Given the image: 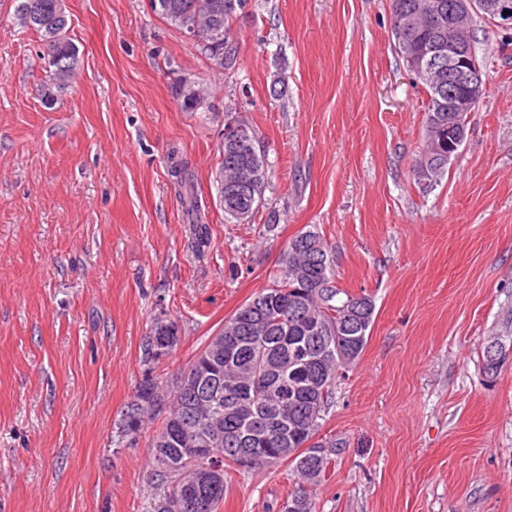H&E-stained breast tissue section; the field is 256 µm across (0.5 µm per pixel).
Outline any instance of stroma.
<instances>
[{
  "label": "stroma",
  "mask_w": 512,
  "mask_h": 512,
  "mask_svg": "<svg viewBox=\"0 0 512 512\" xmlns=\"http://www.w3.org/2000/svg\"><path fill=\"white\" fill-rule=\"evenodd\" d=\"M13 10L0 0V512H154L162 422L119 441L127 403L145 374L186 368L308 225L339 286L375 305L320 430L346 448L318 512H512V358L493 376L481 358L512 308V28L477 21L487 91L423 192L426 95L389 41L390 0H250L229 70L149 0H66L81 68L51 108ZM181 76L212 88L211 111H181ZM228 99L270 170L232 223L213 184ZM174 158L205 204L202 248ZM159 316L179 340L147 367ZM294 488L284 462L234 472L218 512H279ZM170 176L175 180L179 188V197L185 206V212L188 216L195 214L198 210V197L195 191V185L192 179L188 163L183 160L176 161L170 167Z\"/></svg>",
  "instance_id": "35a3bbf8"
}]
</instances>
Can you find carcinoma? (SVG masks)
<instances>
[{
  "label": "carcinoma",
  "instance_id": "carcinoma-1",
  "mask_svg": "<svg viewBox=\"0 0 512 512\" xmlns=\"http://www.w3.org/2000/svg\"><path fill=\"white\" fill-rule=\"evenodd\" d=\"M28 0H14L13 24L45 38V28L54 27L57 42L44 44L41 60L53 51L65 52L74 44L69 22L56 17L54 0H39L43 24L28 20ZM153 11L179 30L194 25L199 13L215 5V30L199 33L196 46L220 69L235 63L238 42L231 23L243 13L248 0H150ZM418 0H391V26L415 9ZM390 39L403 66L434 39L430 21L396 40ZM232 53L224 54V44ZM78 66L60 74L43 66L42 95L64 93ZM413 83L426 93L422 147L415 161L431 150H448V93L429 78L411 73ZM255 166L262 177L253 187L254 200L247 209L250 219L262 206L267 179L266 151L253 138V151L231 153L222 148L216 172V190L227 221H241L225 196V184L242 166ZM187 215L198 210V197L188 163L179 160L170 167ZM375 306L370 297L356 295L336 284L333 260L327 242L309 228L292 237L280 251L270 285L243 303L224 320L219 337L199 351L186 369L168 386L148 374L120 421V436L134 439L152 416L165 414L163 426L152 442L150 464L155 475L168 485V494L158 512H217L224 499V474L230 470L262 467L268 459L288 461L298 476V488L283 502L280 512H317L312 489L324 478L333 458L345 443L316 439L334 398L340 375L362 355L374 322ZM178 326L157 320L144 338L142 361L150 366L164 353L160 339L178 341ZM336 354V347L354 351L345 364L310 362L304 348L316 341ZM260 430L261 460L246 464L240 454L244 441ZM221 463L222 475L208 466ZM296 505L288 509V505Z\"/></svg>",
  "mask_w": 512,
  "mask_h": 512
}]
</instances>
